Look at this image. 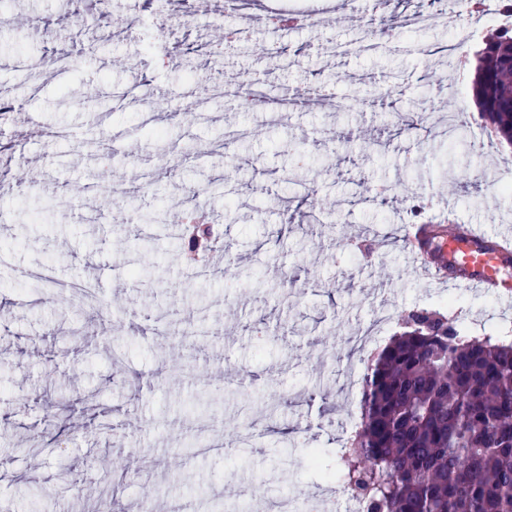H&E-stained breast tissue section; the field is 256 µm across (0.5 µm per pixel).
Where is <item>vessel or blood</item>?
I'll return each mask as SVG.
<instances>
[{
  "label": "vessel or blood",
  "mask_w": 512,
  "mask_h": 512,
  "mask_svg": "<svg viewBox=\"0 0 512 512\" xmlns=\"http://www.w3.org/2000/svg\"><path fill=\"white\" fill-rule=\"evenodd\" d=\"M412 259L425 275L451 279L501 301L512 300V280L502 271L512 265V240L476 230L470 224L419 225Z\"/></svg>",
  "instance_id": "vessel-or-blood-1"
}]
</instances>
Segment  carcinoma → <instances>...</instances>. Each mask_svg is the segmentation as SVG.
<instances>
[{
    "label": "carcinoma",
    "mask_w": 512,
    "mask_h": 512,
    "mask_svg": "<svg viewBox=\"0 0 512 512\" xmlns=\"http://www.w3.org/2000/svg\"><path fill=\"white\" fill-rule=\"evenodd\" d=\"M512 30L480 50L478 111L512 143ZM367 364L361 420L338 451L343 491L369 512H512V341L465 338L412 310Z\"/></svg>",
    "instance_id": "cac0c4a2"
}]
</instances>
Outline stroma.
Listing matches in <instances>:
<instances>
[{"instance_id":"stroma-1","label":"stroma","mask_w":512,"mask_h":512,"mask_svg":"<svg viewBox=\"0 0 512 512\" xmlns=\"http://www.w3.org/2000/svg\"><path fill=\"white\" fill-rule=\"evenodd\" d=\"M6 9L0 94L18 112L0 118V173L33 167L40 178L24 193L0 188V499L13 512H104L70 492L74 481L114 491L120 512L146 490L154 512L176 497L196 512H265L296 495L349 512L328 476L350 420L345 384L367 361L351 341L377 309L437 310L463 335L512 337V310L496 299L413 274L402 231L443 202L461 223L512 227V192L478 178L490 167L512 184V146L490 136L470 77L460 94L447 89L453 54L474 43L440 17L387 48L336 57L333 44L393 23L394 6L327 13L322 0H260L261 12L323 21L255 27L251 40L274 49L265 66L244 41L220 60L193 55L189 71L163 58L204 43L205 29L156 35L164 14L182 12L178 0H111L98 34L73 43L30 24L72 33L58 0ZM133 14L131 32L114 36L109 18ZM59 47L63 69L49 61ZM131 54L145 60L153 112L125 96ZM244 71L284 103L281 118L238 110ZM322 87L327 101L306 104ZM165 146L184 158L178 176L158 163ZM117 177L166 208V223L97 211ZM201 182L217 185L202 205L219 270L189 260L173 233ZM182 320L202 322L207 340L180 341ZM102 458L128 464L96 468Z\"/></svg>"}]
</instances>
